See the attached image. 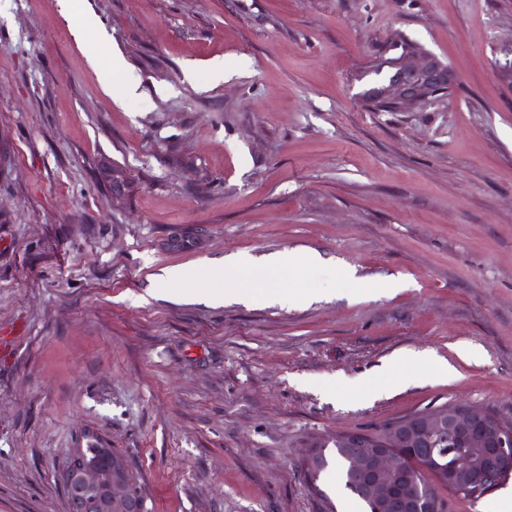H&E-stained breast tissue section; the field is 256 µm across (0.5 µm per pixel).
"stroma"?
I'll return each instance as SVG.
<instances>
[{
  "label": "stroma",
  "instance_id": "stroma-1",
  "mask_svg": "<svg viewBox=\"0 0 512 512\" xmlns=\"http://www.w3.org/2000/svg\"><path fill=\"white\" fill-rule=\"evenodd\" d=\"M399 40L449 94L370 111ZM511 48L512 0H0V512H68L90 430L153 512H346L311 443L446 402L512 424ZM273 252L231 275L299 303H209L218 258ZM219 262L223 263L225 268L227 267L231 271L240 269L242 267H248L253 264H259L269 272H277L282 266L288 263L287 253H271L262 255L258 258L254 257H239V258H223ZM404 359L423 364L429 370L435 371L438 375L450 377L454 374V367L448 361L439 358L429 350H409L402 354Z\"/></svg>",
  "mask_w": 512,
  "mask_h": 512
}]
</instances>
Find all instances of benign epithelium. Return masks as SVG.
I'll use <instances>...</instances> for the list:
<instances>
[{
	"instance_id": "7a95c632",
	"label": "benign epithelium",
	"mask_w": 512,
	"mask_h": 512,
	"mask_svg": "<svg viewBox=\"0 0 512 512\" xmlns=\"http://www.w3.org/2000/svg\"><path fill=\"white\" fill-rule=\"evenodd\" d=\"M390 79L370 93L388 96L397 102L398 111L412 104L436 100L449 84L448 65L430 52L414 47L393 63ZM487 412L469 405L456 404L447 411L432 410L415 416L392 432L396 445L425 448L436 433L452 432L468 448H491L503 464L500 475L512 474V425H496V431L485 432L482 419ZM75 451L82 455L80 463L62 470L59 480L66 496L73 502L74 512L91 508L94 512H151L148 496L138 488L127 460L112 452L105 444L89 450L78 444ZM358 472L369 476L368 490L375 502V512H388L398 506L410 505L415 497L417 481L399 482L405 466L387 446L356 459ZM476 467L469 453L456 454L443 464L430 457V468L447 472L448 486L468 478Z\"/></svg>"
}]
</instances>
